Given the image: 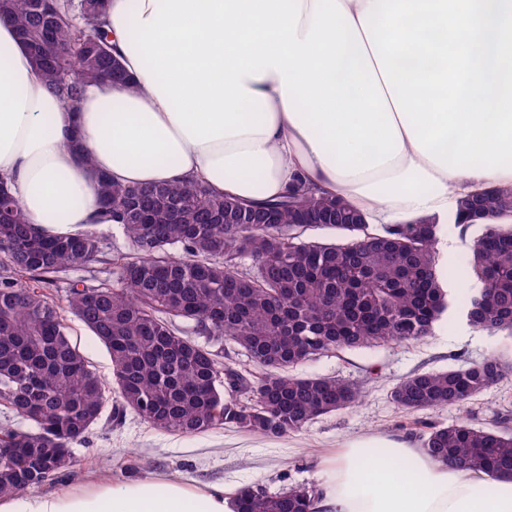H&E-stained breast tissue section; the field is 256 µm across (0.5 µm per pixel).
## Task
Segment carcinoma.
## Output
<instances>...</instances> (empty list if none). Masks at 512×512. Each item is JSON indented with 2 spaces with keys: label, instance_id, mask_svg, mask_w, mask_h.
<instances>
[{
  "label": "carcinoma",
  "instance_id": "carcinoma-1",
  "mask_svg": "<svg viewBox=\"0 0 512 512\" xmlns=\"http://www.w3.org/2000/svg\"><path fill=\"white\" fill-rule=\"evenodd\" d=\"M109 0H0L49 88L70 110L92 84L128 83L112 54ZM101 207L132 253L110 283L74 284L66 308L107 349L106 381L70 337L46 289L63 271L99 260L93 230L51 235L27 221L0 178V406L27 422L0 426V497L45 483L73 463L72 445L101 420L131 410L153 428L199 434L218 426L281 437L361 400L334 378L289 369L325 353L432 335L449 308L428 219L371 230L346 200L298 178L277 199L243 202L199 182L123 186L100 175ZM494 213L508 224H485ZM457 225L483 231L471 245L480 288L466 309L480 332L512 337V187L466 195ZM334 230L336 242L310 238ZM200 336L227 339L262 369L254 381L218 359ZM512 372L492 352L463 368L414 373L392 388L411 414L460 406ZM422 447L436 460L494 477L512 472V433L461 421L431 425ZM315 490L271 494L247 485L236 512H311Z\"/></svg>",
  "mask_w": 512,
  "mask_h": 512
}]
</instances>
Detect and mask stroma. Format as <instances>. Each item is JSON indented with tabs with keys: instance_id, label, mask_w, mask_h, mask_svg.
Segmentation results:
<instances>
[{
	"instance_id": "1",
	"label": "stroma",
	"mask_w": 512,
	"mask_h": 512,
	"mask_svg": "<svg viewBox=\"0 0 512 512\" xmlns=\"http://www.w3.org/2000/svg\"><path fill=\"white\" fill-rule=\"evenodd\" d=\"M97 231L103 244L101 262L60 273L49 288L56 302L64 301L72 281H111L112 260L128 251L129 244L115 226L101 225ZM477 234L474 228L463 232L451 223L443 226L438 250L441 264L454 271L445 283L451 306L432 336L420 343L330 352L295 367L300 376L335 377L358 387L362 399L354 407L320 416L304 429L277 438L224 426L196 435L166 432L129 412L120 422L94 425L73 446L74 465L43 484V491L86 484L91 472L101 471L116 480L187 475L201 483L222 481L235 489L252 484L279 493L301 485L320 487L322 460L356 439L390 435L418 445L428 425L459 420L512 430V375L463 406L411 416L391 397L393 386L407 375L465 367L491 351L512 364L511 337L476 331L466 319L467 302L478 287L468 275L470 245ZM64 320L86 359L103 378H111L106 349L75 317L68 314Z\"/></svg>"
}]
</instances>
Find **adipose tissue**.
Returning <instances> with one entry per match:
<instances>
[{
	"instance_id": "adipose-tissue-1",
	"label": "adipose tissue",
	"mask_w": 512,
	"mask_h": 512,
	"mask_svg": "<svg viewBox=\"0 0 512 512\" xmlns=\"http://www.w3.org/2000/svg\"><path fill=\"white\" fill-rule=\"evenodd\" d=\"M108 24L131 82L88 86L71 111L0 20V177L48 233L98 223L99 173L251 201L301 176L378 229L512 186V0H110ZM322 473L313 512H512V474L393 437L352 442ZM0 512L235 504L223 483L156 476L0 498Z\"/></svg>"
}]
</instances>
